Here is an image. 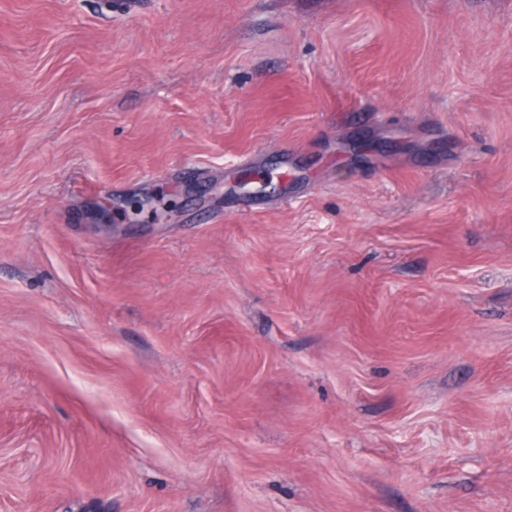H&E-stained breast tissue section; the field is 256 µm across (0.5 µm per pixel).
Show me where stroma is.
I'll return each mask as SVG.
<instances>
[{"mask_svg":"<svg viewBox=\"0 0 512 512\" xmlns=\"http://www.w3.org/2000/svg\"><path fill=\"white\" fill-rule=\"evenodd\" d=\"M0 512H512V0H0Z\"/></svg>","mask_w":512,"mask_h":512,"instance_id":"stroma-1","label":"stroma"}]
</instances>
